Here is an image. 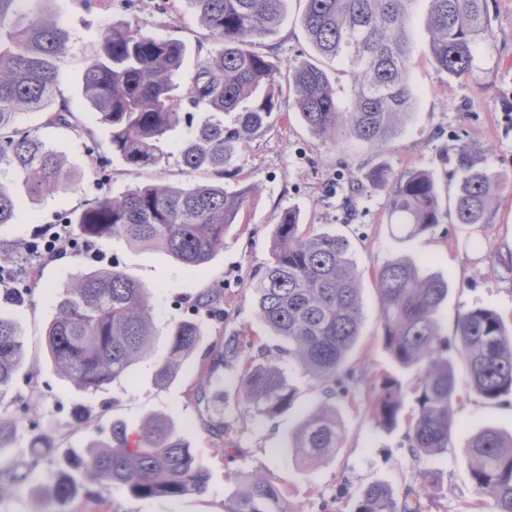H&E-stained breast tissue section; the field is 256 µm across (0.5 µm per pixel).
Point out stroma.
Here are the masks:
<instances>
[{
	"mask_svg": "<svg viewBox=\"0 0 512 512\" xmlns=\"http://www.w3.org/2000/svg\"><path fill=\"white\" fill-rule=\"evenodd\" d=\"M158 3L49 0L48 15L69 33L67 50L59 62L58 96L69 104L83 130L77 133L45 126L38 112L22 114L19 125L36 130L65 155L76 183L72 190L33 204L26 200L21 179L0 164V182L22 202L14 223L0 224V252L12 250L40 225L59 223L63 214L80 210L86 200L96 196L116 195L158 177L173 185L190 182L178 156L179 145L188 134L186 128L170 133L165 144L170 158L162 174L135 172L108 153V133L96 124L83 97V62L99 39L104 19L113 23L135 19L146 33L181 42L185 65L178 81L188 85L198 57L211 49L212 40L186 0H177L172 13L160 11ZM304 10L303 0H287L281 26L255 46L280 71L304 58L318 59L302 24ZM428 10L429 0H417L407 28L412 113L383 150L358 144L343 128L332 138L314 136L299 117L293 92L287 90L267 126L236 150L232 172L223 179L224 188L233 193L248 186L252 193L237 224L227 229L223 251L203 273L185 272L158 250L133 247L119 239L99 242L105 263H117L127 276L149 289L155 306L153 353L134 366L122 385L94 394L84 392L55 373L47 354L45 333L54 313V291L73 274L92 266L80 253L38 264L32 301L0 307V314L18 322L26 350L25 376L18 380L15 393L32 405L40 427L53 432L58 450L83 451L115 421L134 430L146 417H165L207 468L206 493L174 501L135 499L116 492L105 505L82 498L63 505L44 493L52 480L51 465L45 462L12 485L0 500V512H224V503L235 489L231 472L237 465L272 475L289 492L294 512H350L367 486L386 484L399 497L407 486H420L426 472L437 476L439 488L423 498L425 512H458L462 501L474 497L467 442L487 427L512 434V396L497 403L484 401L470 390L462 361H455L460 394L454 410L457 432L447 451L436 456L411 455L405 424L381 428L367 411L374 396L368 380L383 372L405 387L404 414L416 409L410 391L413 370L400 368L382 343L373 274L386 261L406 257L425 273L447 280L448 296L439 309L443 338L453 339L458 318L477 306L491 307L506 325H512V0H487L491 36L476 50L472 74L456 80L432 62ZM92 141L103 152L104 172L100 175L87 166V145ZM464 143L481 149L484 165L496 172L504 185L494 222L482 230L456 223L451 214L457 186L456 154ZM378 169L392 179L412 170L433 175L443 214L440 224L414 237L397 232L388 221V187L367 180ZM288 209L300 213L302 224L316 231L346 236L362 273L364 315L358 343L348 361L355 383L335 401L342 442L326 462L316 466L302 464L288 448L299 421L322 401L308 375L293 374L298 390L295 405L271 418H256L247 411L234 386L236 364L215 373L207 409L190 398L197 383L199 356L190 357L167 385H158L154 376L156 363L167 353L170 323L191 317L188 299L211 288L224 293V321H205L203 346L222 342L243 325L250 326L268 345H278V337L255 315L252 286L270 260L272 233ZM475 239L481 241V249L472 248ZM80 407L91 411L92 426L75 427L73 412ZM211 413L223 415L233 427L234 442L244 451L237 463L227 461L225 450L206 430L203 421Z\"/></svg>",
	"mask_w": 512,
	"mask_h": 512,
	"instance_id": "35a3bbf8",
	"label": "stroma"
}]
</instances>
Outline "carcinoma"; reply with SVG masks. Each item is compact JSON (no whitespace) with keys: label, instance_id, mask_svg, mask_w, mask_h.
Masks as SVG:
<instances>
[{"label":"carcinoma","instance_id":"obj_1","mask_svg":"<svg viewBox=\"0 0 512 512\" xmlns=\"http://www.w3.org/2000/svg\"><path fill=\"white\" fill-rule=\"evenodd\" d=\"M42 0H0V161L22 178L29 202L37 203L72 189L74 174L64 156L32 131L17 126L18 116L40 112L47 126L75 128L65 102L55 105L58 69L69 36L44 14ZM286 0H188L201 26L219 48L197 60L187 97L173 94L174 78L184 65L181 44L143 32L128 20L102 28L100 40L83 66V95L99 124L110 131L108 149L129 168L164 171L169 155L162 143L183 124L194 126L179 154L189 174L224 177L238 146L249 142L277 109L282 95L280 72L251 49L275 31ZM305 31L316 52L338 59L352 80V102L336 103L328 73L316 62L298 60L288 68V86L309 130L329 138L340 127L372 149L382 148L410 114V46L406 23L417 0H305ZM428 28L435 66L453 78L472 71L474 53L490 37L485 0H430ZM192 110H187L186 106ZM209 116L193 123V111ZM235 113L234 123L221 116ZM458 177L454 216L458 224L487 227L495 217L502 188L498 175L480 164L468 145L456 156ZM251 189L233 194L214 182L183 186L152 182L105 194L62 219L74 225L78 239L95 243L122 239L130 245L159 249L181 268L199 274L224 249L226 229L237 222ZM390 223L408 235L429 231L440 222L432 177L413 172L395 179L387 200ZM18 203L0 183V224L15 220ZM31 267L17 270L19 287L0 290V303L30 300L25 283ZM382 341L402 368L415 370L412 391L416 412L407 420L406 439L415 455L448 449L455 432L458 399L454 364L441 337L439 307L448 282L426 275L412 260L396 258L375 273ZM360 273L342 235L305 232L295 210L281 216L270 248V261L253 285L257 317L285 345L269 346L243 326L213 344L200 367L195 404L208 400L206 385L219 366L240 361L235 379L248 411L273 417L290 410L298 392L283 361L309 375L325 398L294 431L289 448L301 461L317 464L340 447L342 432L330 400L348 391L352 375L344 371L357 344L363 320ZM55 312L46 331L48 356L57 373L76 387L96 392L120 384L132 368L152 354L155 326L151 293L118 265L96 267L73 277L55 294ZM189 308L224 321L223 293L207 291ZM204 328L195 318L169 329L166 357L155 370L166 385L200 347ZM455 349L466 365L473 391L486 402L512 395V328L492 308L476 306L455 328ZM18 323L0 315V449L23 422L35 423L30 408L12 395L24 360ZM369 413L384 428L402 418L403 386L383 373L373 382ZM222 443L233 429L216 416L204 421ZM54 439L32 435L28 457L0 469V499L13 481L52 455ZM470 479L477 499L459 512H482L493 501L495 512H512V435L484 428L469 438ZM48 495L61 502L83 494L102 500L114 491L135 499H179L202 495L208 473L170 421L148 416L131 432L115 421L109 432L84 451L69 450L56 461ZM238 491L225 512H293L289 494L269 474L232 473ZM438 481L408 488L400 499L374 484L359 495L353 512H420L421 492Z\"/></svg>","mask_w":512,"mask_h":512}]
</instances>
